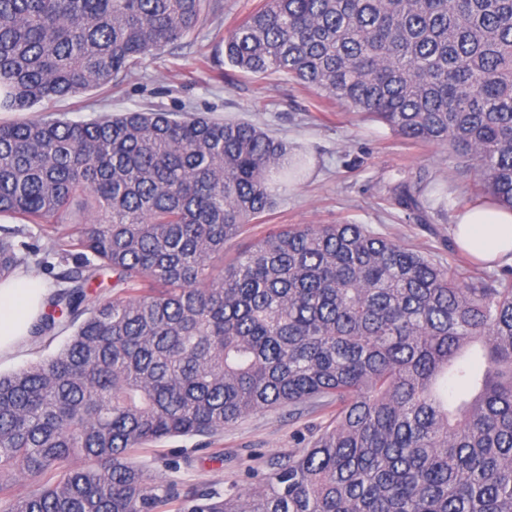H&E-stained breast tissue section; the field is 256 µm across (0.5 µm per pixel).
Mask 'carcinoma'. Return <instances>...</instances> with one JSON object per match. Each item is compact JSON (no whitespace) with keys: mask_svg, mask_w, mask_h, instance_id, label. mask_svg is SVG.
<instances>
[{"mask_svg":"<svg viewBox=\"0 0 512 512\" xmlns=\"http://www.w3.org/2000/svg\"><path fill=\"white\" fill-rule=\"evenodd\" d=\"M211 10L0 0V112L117 84ZM224 55L448 147L512 209V0H261ZM299 174L260 126L197 113L0 123V282L40 252L29 225L53 229L63 269L32 336L72 329L0 374V512H512V271L352 223L284 225L224 263ZM312 402L317 436L244 490L181 492L137 461Z\"/></svg>","mask_w":512,"mask_h":512,"instance_id":"cac0c4a2","label":"carcinoma"}]
</instances>
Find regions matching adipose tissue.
<instances>
[{
  "instance_id": "obj_1",
  "label": "adipose tissue",
  "mask_w": 512,
  "mask_h": 512,
  "mask_svg": "<svg viewBox=\"0 0 512 512\" xmlns=\"http://www.w3.org/2000/svg\"><path fill=\"white\" fill-rule=\"evenodd\" d=\"M458 246L489 263L512 264V210L478 206L457 213L453 227ZM46 288L21 274L0 282V356L12 353L39 318Z\"/></svg>"
}]
</instances>
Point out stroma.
<instances>
[{"label":"stroma","mask_w":512,"mask_h":512,"mask_svg":"<svg viewBox=\"0 0 512 512\" xmlns=\"http://www.w3.org/2000/svg\"><path fill=\"white\" fill-rule=\"evenodd\" d=\"M259 3L216 0L214 14L199 31L144 58L131 77L46 105V112L71 121L147 108L198 112L260 125L292 145L303 160L300 176L281 190L249 236L232 242L227 256L279 224L355 223L442 265L464 259L453 239V222L469 204L483 202L474 193V170L445 148L410 143L295 81L260 78L229 65L221 37ZM419 173L433 182L422 209L410 211L398 205L396 196ZM68 338L64 331L49 341L28 340L0 358V373L49 357ZM323 421L307 406L292 412L264 409L210 439L178 436L149 443L143 460L153 474L176 480L183 490L211 481L244 489L266 473L270 459L306 447Z\"/></svg>","instance_id":"stroma-1"}]
</instances>
